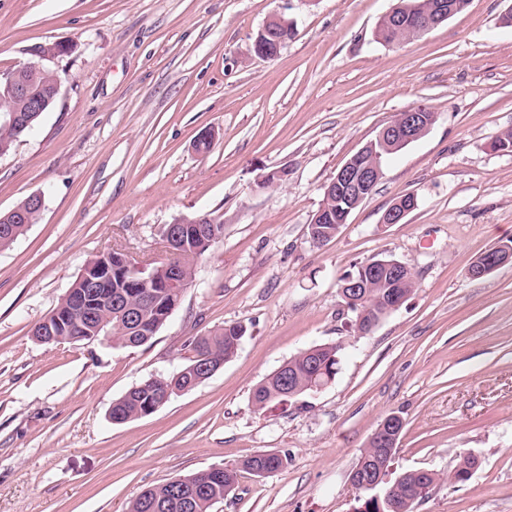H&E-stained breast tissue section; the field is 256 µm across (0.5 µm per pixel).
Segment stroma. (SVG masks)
I'll return each instance as SVG.
<instances>
[{"label": "stroma", "instance_id": "obj_1", "mask_svg": "<svg viewBox=\"0 0 512 512\" xmlns=\"http://www.w3.org/2000/svg\"><path fill=\"white\" fill-rule=\"evenodd\" d=\"M393 0H0V73L47 60L54 107L0 157V213L39 194L37 223L0 250V512H127L144 490L214 465L238 468L214 512H355L348 473L382 420L404 421L391 473L451 470L416 512H512V262L471 263L512 242V0H471L422 37L385 44ZM281 14L275 58L253 42ZM437 120L390 156L372 195L330 241L308 225L337 169L399 112ZM212 148H195L203 131ZM281 180L262 186V179ZM417 196L401 223L394 199ZM221 216L180 306L146 345L42 344L34 324L85 264L121 248L162 255L161 228ZM416 288L366 336L340 279L372 257ZM236 356L150 416L115 424L114 400L185 363L193 337L229 325ZM343 343L334 381L256 409L254 388L309 347ZM282 470H240L253 455ZM498 248L499 247L493 248L481 255L482 261L475 270L470 273V275L473 277H481L492 272L501 265L512 261V250L506 249L494 252ZM288 463L286 456H281L275 453H262L254 455L243 461L242 468L255 476H259L255 473L257 470L270 469L278 471L285 467Z\"/></svg>", "mask_w": 512, "mask_h": 512}]
</instances>
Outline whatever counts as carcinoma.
Here are the masks:
<instances>
[{
  "mask_svg": "<svg viewBox=\"0 0 512 512\" xmlns=\"http://www.w3.org/2000/svg\"><path fill=\"white\" fill-rule=\"evenodd\" d=\"M432 0H397L395 7L381 20L377 37L391 44L408 40L415 35L416 29L424 27L433 21L431 12ZM0 108L18 111L17 124L0 127V141L3 139H18L34 129L42 113L25 111L26 104L14 98L0 97ZM347 205L332 203L328 198H322L317 211L315 232L320 242L334 238L349 213ZM41 210L37 201L29 197L13 210L0 214V249L10 247L27 228L36 223ZM220 238L186 234L182 245L196 257L207 253ZM174 264L187 266L185 287L168 288L164 284L167 274L152 268L145 273L133 277L122 266V259L117 255L110 257L105 254L96 256L88 262L94 267H103L112 271V277L104 280L97 293L112 294V299L120 300L121 304L138 309L140 330L132 329L125 320L118 317L117 306L96 304L91 307L95 320L93 324L102 323L110 330L112 344L119 347H137L145 339V334L156 335L171 316L174 305L182 301L185 289L192 286L196 278L195 265L185 254H175L169 259ZM151 278L154 287L150 289L149 303H140L142 289L138 288L141 278ZM86 281L79 275L71 284L68 292L59 304L45 317L39 320L33 328L36 340L50 334L57 336L86 335L91 326L84 323L81 316L74 312V301L83 293H89ZM246 334V328L239 324L226 325L206 336H197L191 341L195 358L188 362L176 374L164 377V382L149 379L138 383L133 389L112 403V414L138 419L154 413V407L163 397L168 382L174 380L176 385L184 388H195L202 383L205 373L203 366L230 361L238 351V347ZM343 345L340 343L322 344L304 349L288 359L276 371L267 376L253 391L252 401L256 409L262 410L270 402L286 404L296 398L317 391L319 386L329 385L335 378L337 366L342 355ZM394 453L385 448L369 444L364 448L357 462L369 472V477L379 479L376 486L366 492L363 499L364 512H414L420 489L435 483L446 481L450 484L464 483L471 478L478 464L473 455L460 456L455 467L447 473L428 469H415L401 473L398 477L385 480L389 475V467ZM288 463L287 457L275 453L254 455L242 463V468L250 473L257 470L270 469L278 471ZM237 479L234 468H224L215 475L203 476L196 472L184 477L185 486L199 488L190 504L183 507L182 502L171 496L165 485L155 486L141 493L129 507V512H212L217 500L231 493Z\"/></svg>",
  "mask_w": 512,
  "mask_h": 512,
  "instance_id": "cac0c4a2",
  "label": "carcinoma"
}]
</instances>
